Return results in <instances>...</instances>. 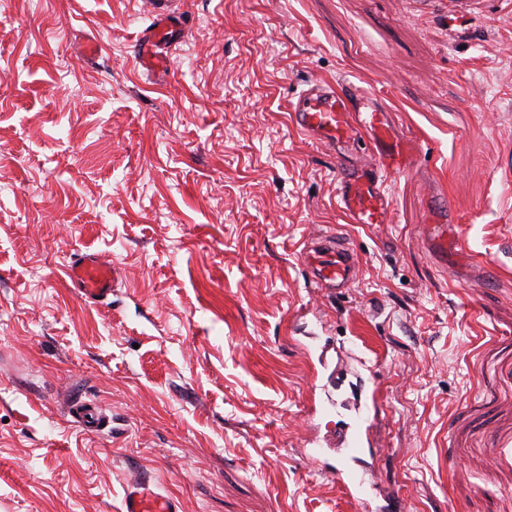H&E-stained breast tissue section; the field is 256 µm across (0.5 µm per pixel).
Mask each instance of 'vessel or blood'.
<instances>
[{
	"mask_svg": "<svg viewBox=\"0 0 512 512\" xmlns=\"http://www.w3.org/2000/svg\"><path fill=\"white\" fill-rule=\"evenodd\" d=\"M174 0H152L154 23L142 33L135 57L142 65L154 68L167 65L166 56L157 48L171 26ZM293 124L309 137L324 144L345 147L360 137H367L378 155L377 165H353L345 158L336 160V177L340 185L341 209L354 224H384L389 220V202L385 192L388 173L404 168L415 159L410 143L395 135L388 108L374 96L354 88L336 89L331 84H317L304 90L290 106ZM436 220L430 232L440 244L448 242V226L453 217L443 199H435ZM302 263L311 284L318 288H344L354 279L356 263L346 244L325 241L305 250ZM72 285L94 302L107 301L116 284L117 273L100 257L80 255L68 267ZM75 411L83 426L93 432L108 424L106 415L94 404L82 402ZM369 427L365 420L346 428L343 435L327 437L323 446L314 449V457L323 461L324 470H332L329 458L348 456L361 450ZM345 496L361 503L365 512H382L375 492L366 490L355 478L337 475ZM124 512H182L180 502L164 495L149 482L132 483L124 498Z\"/></svg>",
	"mask_w": 512,
	"mask_h": 512,
	"instance_id": "vessel-or-blood-1",
	"label": "vessel or blood"
}]
</instances>
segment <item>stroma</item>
I'll return each instance as SVG.
<instances>
[{"label":"stroma","instance_id":"35a3bbf8","mask_svg":"<svg viewBox=\"0 0 512 512\" xmlns=\"http://www.w3.org/2000/svg\"><path fill=\"white\" fill-rule=\"evenodd\" d=\"M177 7L146 69V0H0V512H121L141 478L183 512H360L303 448L361 414L381 454L347 468L405 512H512V0ZM314 81L416 146L390 223H348L291 124ZM329 232L359 259L336 291L300 260ZM86 252L107 304L66 281ZM433 209L437 214V218L429 226L430 233L446 249L448 244V224H454L455 222L448 210L447 203L442 198L437 197L434 200ZM72 285L91 301L102 303L112 295L117 273L96 255H77L68 267ZM76 414L80 419L79 423L93 432H100L109 422L107 416L92 403L82 402L75 406Z\"/></svg>","mask_w":512,"mask_h":512}]
</instances>
